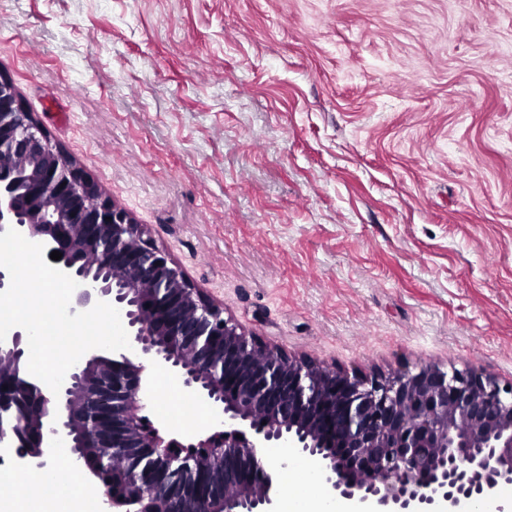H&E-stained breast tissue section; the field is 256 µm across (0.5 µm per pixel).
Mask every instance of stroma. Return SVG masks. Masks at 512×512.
I'll list each match as a JSON object with an SVG mask.
<instances>
[{
  "label": "stroma",
  "mask_w": 512,
  "mask_h": 512,
  "mask_svg": "<svg viewBox=\"0 0 512 512\" xmlns=\"http://www.w3.org/2000/svg\"><path fill=\"white\" fill-rule=\"evenodd\" d=\"M0 73L246 331L512 380V0H0Z\"/></svg>",
  "instance_id": "35a3bbf8"
}]
</instances>
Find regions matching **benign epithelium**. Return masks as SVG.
<instances>
[{"mask_svg": "<svg viewBox=\"0 0 512 512\" xmlns=\"http://www.w3.org/2000/svg\"><path fill=\"white\" fill-rule=\"evenodd\" d=\"M9 227L77 282L71 313L117 308L131 348L88 351L56 396L28 372L26 332H9L1 466L44 476L66 454L102 512H276L273 478L288 459L266 448L313 460L351 512H458L512 484V381L438 365L357 377L245 332L0 73V234ZM157 371L210 409L196 440L151 419Z\"/></svg>", "mask_w": 512, "mask_h": 512, "instance_id": "7a95c632", "label": "benign epithelium"}]
</instances>
